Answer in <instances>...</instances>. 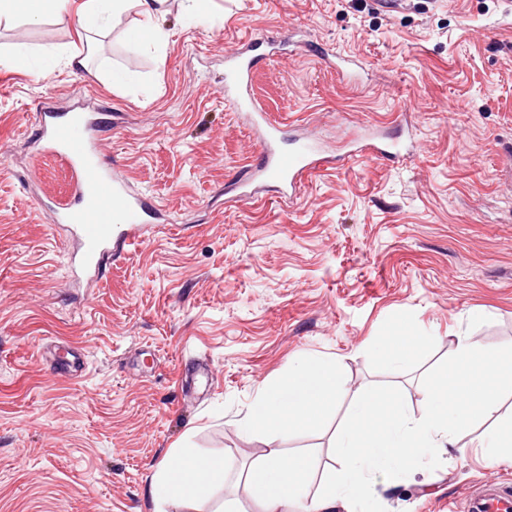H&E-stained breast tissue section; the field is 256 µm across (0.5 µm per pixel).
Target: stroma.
<instances>
[{
    "mask_svg": "<svg viewBox=\"0 0 512 512\" xmlns=\"http://www.w3.org/2000/svg\"><path fill=\"white\" fill-rule=\"evenodd\" d=\"M159 46L114 18L89 70L0 66V512H152L171 449L223 457L231 476L269 445L306 457L318 491L336 464L344 397L288 436L242 428L262 385L303 355L339 359L351 391L402 397L451 367L450 338L512 349V0H168ZM287 37L256 73L253 101L280 145L314 141L330 164L295 196L232 184L261 152L224 93L225 59L251 37ZM76 22L0 24V52L83 46ZM358 62L350 82L326 61ZM99 109L100 151L157 219L104 279L71 271L78 250L51 202L71 173L37 150L38 114ZM405 159L350 157L398 131ZM428 343L398 372L382 345ZM79 351L86 369L53 373ZM512 462L441 448L404 474L374 473L353 512H463Z\"/></svg>",
    "mask_w": 512,
    "mask_h": 512,
    "instance_id": "obj_1",
    "label": "stroma"
}]
</instances>
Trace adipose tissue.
Wrapping results in <instances>:
<instances>
[{"instance_id": "adipose-tissue-1", "label": "adipose tissue", "mask_w": 512, "mask_h": 512, "mask_svg": "<svg viewBox=\"0 0 512 512\" xmlns=\"http://www.w3.org/2000/svg\"><path fill=\"white\" fill-rule=\"evenodd\" d=\"M164 0H0V21L23 16L38 24L49 17L75 16L86 33L84 47L69 49L59 62L74 71L87 69L95 37L113 18L129 9L144 19L141 29L148 42L162 44L164 29L156 20ZM454 374L422 385L421 417L409 415L396 397L358 392L347 420L336 432L340 464L331 469L323 488L311 493L307 463L297 458L285 462L280 448H268L262 461L244 476V487L261 512H336L337 507L361 498L373 473H401L434 448H468L472 425L496 404L502 388L512 387V352L481 351L467 333L452 341ZM348 391L346 370L331 357H302L288 369L287 377L259 388L243 423L246 431L276 437L313 424L322 412ZM221 499L225 512H235L234 494L226 481L223 458L196 456L192 449H174L154 476L151 499L154 512L178 504L193 512L202 502Z\"/></svg>"}]
</instances>
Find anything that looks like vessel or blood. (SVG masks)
I'll list each match as a JSON object with an SVG mask.
<instances>
[{
	"mask_svg": "<svg viewBox=\"0 0 512 512\" xmlns=\"http://www.w3.org/2000/svg\"><path fill=\"white\" fill-rule=\"evenodd\" d=\"M259 41L238 52L231 60L227 93L237 105L251 107L252 78L266 55ZM41 138L65 162L73 175V190L68 202L56 213L58 223L74 234L80 245L78 262L92 279H100L105 257L120 253L140 239L146 228L148 202L128 192L111 164L96 147L99 124L86 112H70L57 117L41 113ZM276 124H269L264 146L256 166L235 186L242 197H253L255 182L274 184L279 190H294L320 161L310 144L280 149L275 141ZM466 512H512V493L490 488L472 495Z\"/></svg>",
	"mask_w": 512,
	"mask_h": 512,
	"instance_id": "vessel-or-blood-1",
	"label": "vessel or blood"
}]
</instances>
